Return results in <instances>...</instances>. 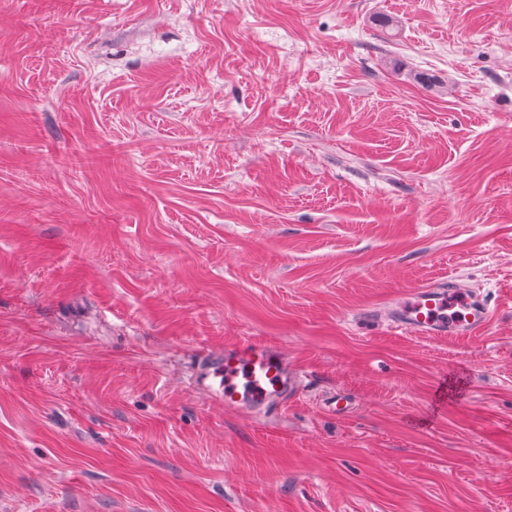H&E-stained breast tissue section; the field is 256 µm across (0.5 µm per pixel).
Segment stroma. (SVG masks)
Returning <instances> with one entry per match:
<instances>
[{"instance_id":"obj_1","label":"stroma","mask_w":512,"mask_h":512,"mask_svg":"<svg viewBox=\"0 0 512 512\" xmlns=\"http://www.w3.org/2000/svg\"><path fill=\"white\" fill-rule=\"evenodd\" d=\"M0 512H512V0H0ZM462 304L469 305L470 314L458 319L451 311ZM388 312L393 328L420 336H474L492 318L487 304L472 297L470 288L458 278L415 288L410 301L388 308ZM220 377L218 390L206 385ZM305 375L288 365L277 351L262 345L224 347V353L207 355L199 385L226 409L246 414H264L285 404L304 384Z\"/></svg>"}]
</instances>
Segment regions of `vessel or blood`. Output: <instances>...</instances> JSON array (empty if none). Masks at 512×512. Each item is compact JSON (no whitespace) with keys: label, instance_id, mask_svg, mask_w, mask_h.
<instances>
[{"label":"vessel or blood","instance_id":"b4317fda","mask_svg":"<svg viewBox=\"0 0 512 512\" xmlns=\"http://www.w3.org/2000/svg\"><path fill=\"white\" fill-rule=\"evenodd\" d=\"M462 304L469 306L470 313L459 319L453 309ZM491 318L487 304L473 297L470 288L457 278L413 289L410 301L390 308L388 313L393 328L420 336H474ZM212 376L220 380L212 398L223 402L225 408L259 415L285 404L305 380L280 353L255 344L207 355L200 377L205 380Z\"/></svg>","mask_w":512,"mask_h":512}]
</instances>
